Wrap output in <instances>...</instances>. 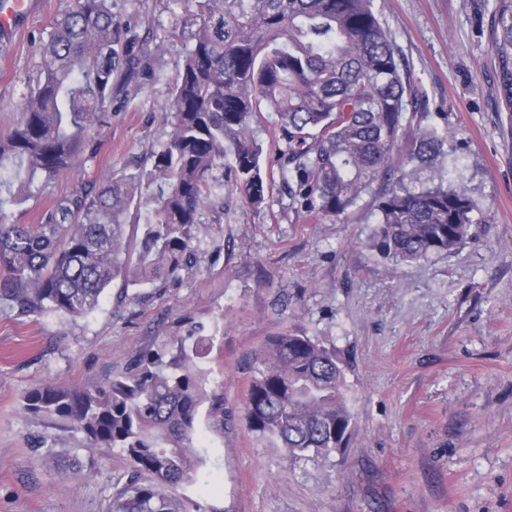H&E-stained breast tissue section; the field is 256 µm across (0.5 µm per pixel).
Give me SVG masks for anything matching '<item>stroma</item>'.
<instances>
[{"mask_svg": "<svg viewBox=\"0 0 512 512\" xmlns=\"http://www.w3.org/2000/svg\"><path fill=\"white\" fill-rule=\"evenodd\" d=\"M72 0H38L21 31L0 37V135L40 75L43 37ZM139 59L106 106L98 149L83 170L6 209L36 221L54 200L123 171L170 128L171 98L195 31L194 0H111ZM426 105L412 124L448 131L444 165L481 208L476 235L452 253L395 264L368 245L373 199L311 219L281 178L286 145L266 113L256 136L268 199L249 206L232 179L224 207L206 210L197 262L164 288L120 301L114 280L99 307L71 323L0 313V512H104L127 463L82 434L48 431L23 395L48 383L91 386L164 332L202 325L209 399L194 445L203 463L175 491L184 512H512V112L499 94L486 0H374ZM301 330L333 350L353 415L348 447L293 458L248 428V388L274 336ZM55 452L38 455L36 436ZM91 477L66 478L68 460Z\"/></svg>", "mask_w": 512, "mask_h": 512, "instance_id": "stroma-1", "label": "stroma"}]
</instances>
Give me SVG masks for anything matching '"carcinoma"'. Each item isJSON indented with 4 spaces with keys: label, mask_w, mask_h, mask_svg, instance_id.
I'll use <instances>...</instances> for the list:
<instances>
[{
    "label": "carcinoma",
    "mask_w": 512,
    "mask_h": 512,
    "mask_svg": "<svg viewBox=\"0 0 512 512\" xmlns=\"http://www.w3.org/2000/svg\"><path fill=\"white\" fill-rule=\"evenodd\" d=\"M196 29L161 109L168 140L151 167H128L59 199L39 224L5 220L39 176L46 183L94 152L103 108L135 58L119 51L109 0H75L42 46V71L21 119L0 137V312L16 317L93 313L123 287L164 283L196 263L206 208L224 196V167L255 207L266 202L264 111L286 144L282 180L314 217L337 218L375 198L368 246L384 260L448 254L484 222L479 205L448 182V129L405 139L419 93L373 0H194ZM500 96L512 112V0H491ZM229 165H224V160ZM148 209L142 224L131 211ZM211 338L193 326L133 352L95 387L45 385L24 411L91 446L122 456L130 479L105 512H182L171 490L196 479L195 420L207 399L202 359ZM247 398L249 430L286 450L328 457L347 447L352 413L336 353L301 331L275 337L259 357Z\"/></svg>",
    "instance_id": "1"
}]
</instances>
